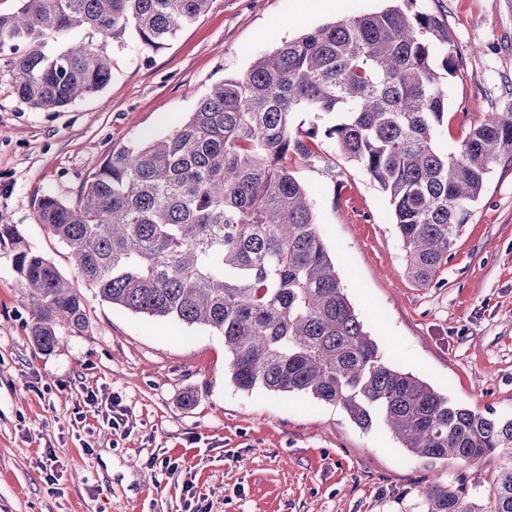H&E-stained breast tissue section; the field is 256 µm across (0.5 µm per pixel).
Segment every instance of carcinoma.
<instances>
[{"mask_svg":"<svg viewBox=\"0 0 512 512\" xmlns=\"http://www.w3.org/2000/svg\"><path fill=\"white\" fill-rule=\"evenodd\" d=\"M210 0H22L0 16V54L31 107L57 112L103 90L108 40L134 32L155 51ZM461 65L452 32L395 0L283 42L226 78L167 135L114 150L73 203L52 193L37 216L69 250L77 279L114 307L224 336L243 391L338 405L364 431L386 427L412 455L464 463L497 455L488 501L435 476L423 512H512V418L454 405L394 365L365 330L317 231L310 191L288 167L314 164L321 138L387 194L407 276L421 286L448 264L493 164L512 157V108L488 112L450 150L444 82ZM299 112L330 120L295 124ZM44 352L88 328L75 281L0 224Z\"/></svg>","mask_w":512,"mask_h":512,"instance_id":"obj_1","label":"carcinoma"}]
</instances>
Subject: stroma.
Returning <instances> with one entry per match:
<instances>
[{"instance_id":"1","label":"stroma","mask_w":512,"mask_h":512,"mask_svg":"<svg viewBox=\"0 0 512 512\" xmlns=\"http://www.w3.org/2000/svg\"><path fill=\"white\" fill-rule=\"evenodd\" d=\"M452 31L463 65L445 83L451 148L486 112L512 108V0H419ZM385 0H212L165 48L111 41L112 78L57 112L23 102L0 55V224L67 278V247L39 198L72 202L111 150L171 132L214 84L284 41ZM325 162L296 161L318 231L366 330L390 361L459 405L512 417V161L493 166L436 283L404 274L392 208L324 140ZM8 246L0 245V512H421L432 474L485 502L500 460L428 462L336 405L238 390L224 338L150 320L82 288L89 327L38 352ZM194 406H186V396ZM58 466L47 478L48 450Z\"/></svg>"}]
</instances>
